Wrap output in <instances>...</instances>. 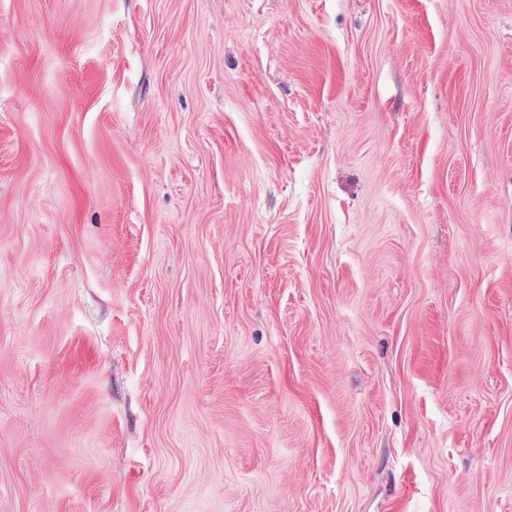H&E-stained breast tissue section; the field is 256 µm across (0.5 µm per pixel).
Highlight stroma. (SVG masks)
Here are the masks:
<instances>
[{"label":"stroma","mask_w":512,"mask_h":512,"mask_svg":"<svg viewBox=\"0 0 512 512\" xmlns=\"http://www.w3.org/2000/svg\"><path fill=\"white\" fill-rule=\"evenodd\" d=\"M0 512H512V0H0Z\"/></svg>","instance_id":"stroma-1"}]
</instances>
